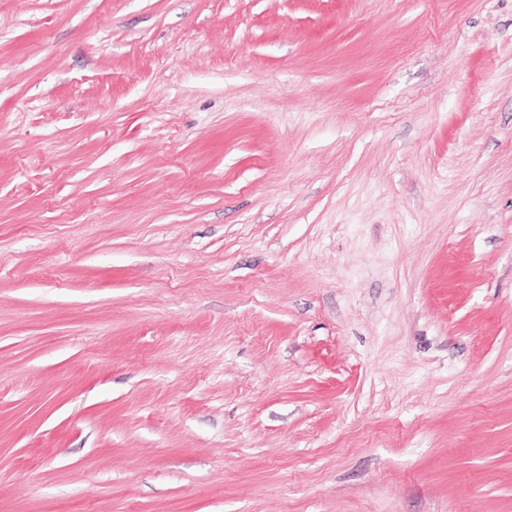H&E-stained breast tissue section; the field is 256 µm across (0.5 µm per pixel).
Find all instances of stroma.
<instances>
[{"instance_id":"obj_1","label":"stroma","mask_w":512,"mask_h":512,"mask_svg":"<svg viewBox=\"0 0 512 512\" xmlns=\"http://www.w3.org/2000/svg\"><path fill=\"white\" fill-rule=\"evenodd\" d=\"M0 512H512V0H0Z\"/></svg>"}]
</instances>
